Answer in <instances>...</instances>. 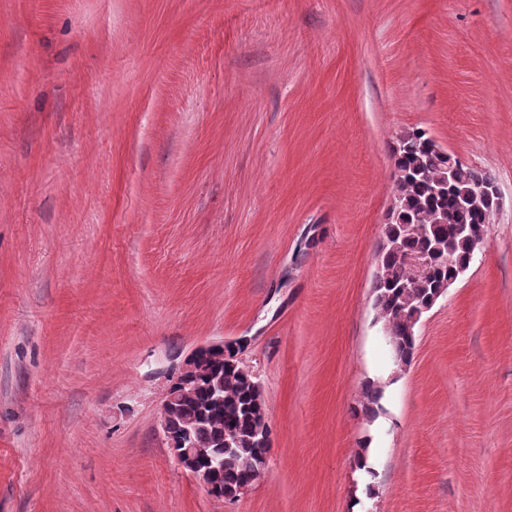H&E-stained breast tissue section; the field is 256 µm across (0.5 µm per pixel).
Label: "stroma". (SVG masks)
Wrapping results in <instances>:
<instances>
[{
  "instance_id": "stroma-1",
  "label": "stroma",
  "mask_w": 512,
  "mask_h": 512,
  "mask_svg": "<svg viewBox=\"0 0 512 512\" xmlns=\"http://www.w3.org/2000/svg\"><path fill=\"white\" fill-rule=\"evenodd\" d=\"M411 129L502 200L399 367L372 283ZM241 336L273 447L216 499L161 401ZM355 506L512 512V0H0V512Z\"/></svg>"
}]
</instances>
